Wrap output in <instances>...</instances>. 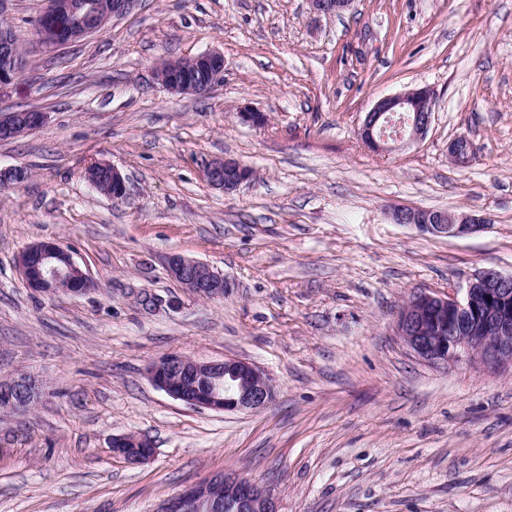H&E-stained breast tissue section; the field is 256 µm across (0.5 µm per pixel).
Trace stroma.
Segmentation results:
<instances>
[{"label": "stroma", "mask_w": 512, "mask_h": 512, "mask_svg": "<svg viewBox=\"0 0 512 512\" xmlns=\"http://www.w3.org/2000/svg\"><path fill=\"white\" fill-rule=\"evenodd\" d=\"M13 0L27 60L0 84V113L48 115L0 141V380L42 378L24 415L0 412V512H154L192 482L236 473L279 512H512V367L419 360L394 330L420 290L462 295L484 268L512 273V0H140L57 48ZM217 49L205 95L168 91L156 67ZM428 88L427 133L377 153L358 131L382 97ZM250 108L263 125L241 124ZM468 137L456 165L448 143ZM233 158L252 178L227 193L204 167ZM115 165L127 196L84 171ZM487 216L435 236L395 207ZM58 241L96 282L33 293L15 258ZM174 254L224 274L223 297L174 280ZM170 353L238 358L277 396L255 412L197 410L146 374ZM149 437L133 465L113 435Z\"/></svg>", "instance_id": "35a3bbf8"}]
</instances>
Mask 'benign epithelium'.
<instances>
[{
  "mask_svg": "<svg viewBox=\"0 0 512 512\" xmlns=\"http://www.w3.org/2000/svg\"><path fill=\"white\" fill-rule=\"evenodd\" d=\"M139 0H45L35 28L41 44L49 47L63 43L62 32L52 25L59 16L75 18L68 39L88 36L100 30L92 23L107 16L130 13ZM351 0H311L315 12L329 15L342 12ZM0 44L11 49L6 64L0 66V83L17 78L23 57L7 28L0 29ZM203 72L207 86L189 83L179 76L181 67L165 61L156 70L158 80L171 92L206 93L224 74V57L208 51L191 58ZM434 112L430 92L415 89L379 99L368 111L359 130L363 143L383 153L393 149L391 143L404 138L418 140L431 125ZM47 120L45 112L13 111L0 114V134L34 131ZM448 155L470 162L474 146L465 136L448 144ZM203 176L206 182L226 192L236 190L250 179L248 168L235 159L209 163ZM25 171L9 168L0 171V187L5 189L24 180ZM126 177L112 168V199L126 196ZM395 224L414 225L423 232L448 237H463L479 232L487 219L461 212L433 217V223H420V210L396 208L391 213ZM15 265L26 287L52 296L60 290L85 294L93 280L73 259L68 250L50 240L35 242L16 257ZM167 269L191 293L215 298L224 296L230 287L224 275L209 265L174 254ZM448 315V335H439L438 320ZM396 333L420 360L433 365L462 360L478 362L495 369L512 366V274L483 269L468 281L463 298L435 292L414 293L404 305L395 325ZM152 384L170 398L189 407L215 412L257 411L271 403L276 395L271 379L254 364L235 358L222 361H199L180 354H170L151 362L146 370ZM43 395L41 383L22 373L0 382V407L14 413H26ZM112 452L131 464H142L154 454L153 442L141 435L123 433L112 436ZM231 503L235 512H278L271 490L237 475L200 480L178 494L160 502L155 512H224Z\"/></svg>",
  "mask_w": 512,
  "mask_h": 512,
  "instance_id": "1",
  "label": "benign epithelium"
}]
</instances>
